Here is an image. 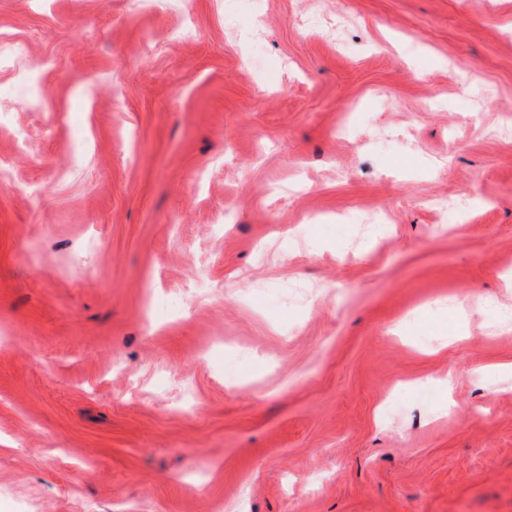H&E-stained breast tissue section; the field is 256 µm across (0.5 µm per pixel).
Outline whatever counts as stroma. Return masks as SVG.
Segmentation results:
<instances>
[{"label":"stroma","instance_id":"obj_1","mask_svg":"<svg viewBox=\"0 0 512 512\" xmlns=\"http://www.w3.org/2000/svg\"><path fill=\"white\" fill-rule=\"evenodd\" d=\"M0 113V512H512V0H0Z\"/></svg>","mask_w":512,"mask_h":512}]
</instances>
